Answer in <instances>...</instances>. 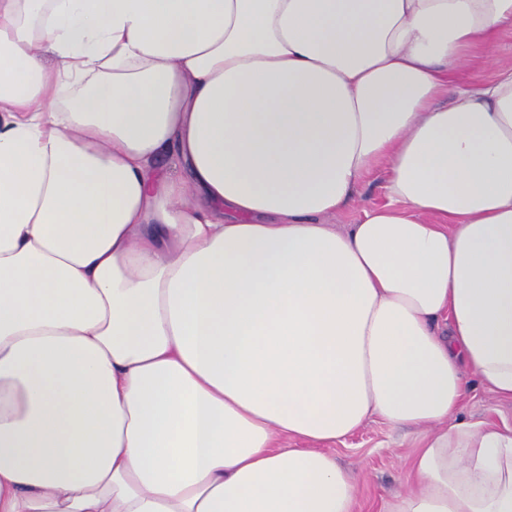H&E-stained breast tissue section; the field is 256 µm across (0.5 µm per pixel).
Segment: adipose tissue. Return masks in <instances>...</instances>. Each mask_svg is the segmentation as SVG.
<instances>
[{
	"mask_svg": "<svg viewBox=\"0 0 512 512\" xmlns=\"http://www.w3.org/2000/svg\"><path fill=\"white\" fill-rule=\"evenodd\" d=\"M512 0H0V512H512ZM388 204L337 230L361 181ZM292 447H285V440ZM491 59L503 64L512 63V30L503 31L491 44L470 50L463 81L476 84L491 79L495 73V68L490 64ZM470 388L464 396L459 417L468 421H485L512 426V400L500 399L485 390L469 374ZM426 434L372 417L344 442L330 446L338 461L359 476L354 512H385L391 496L411 486L412 459Z\"/></svg>",
	"mask_w": 512,
	"mask_h": 512,
	"instance_id": "obj_1",
	"label": "adipose tissue"
}]
</instances>
